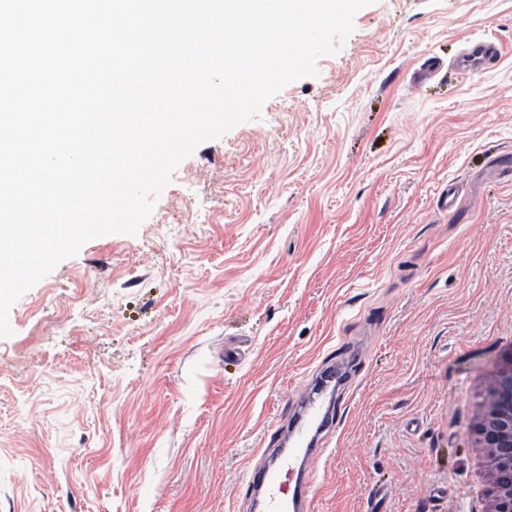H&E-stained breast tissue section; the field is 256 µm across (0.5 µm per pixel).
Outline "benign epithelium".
Wrapping results in <instances>:
<instances>
[{"label":"benign epithelium","mask_w":512,"mask_h":512,"mask_svg":"<svg viewBox=\"0 0 512 512\" xmlns=\"http://www.w3.org/2000/svg\"><path fill=\"white\" fill-rule=\"evenodd\" d=\"M476 442L488 457L491 512H512V348L490 382Z\"/></svg>","instance_id":"benign-epithelium-1"}]
</instances>
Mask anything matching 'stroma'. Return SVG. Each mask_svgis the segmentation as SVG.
Masks as SVG:
<instances>
[{
	"instance_id": "obj_1",
	"label": "stroma",
	"mask_w": 512,
	"mask_h": 512,
	"mask_svg": "<svg viewBox=\"0 0 512 512\" xmlns=\"http://www.w3.org/2000/svg\"><path fill=\"white\" fill-rule=\"evenodd\" d=\"M316 75L199 144L0 337V512H258L313 375L349 388L312 512H489L512 348V0H375ZM476 40L497 65L459 73ZM458 189L454 212L439 200ZM475 434L488 457L491 511L512 512V348L490 382Z\"/></svg>"
}]
</instances>
